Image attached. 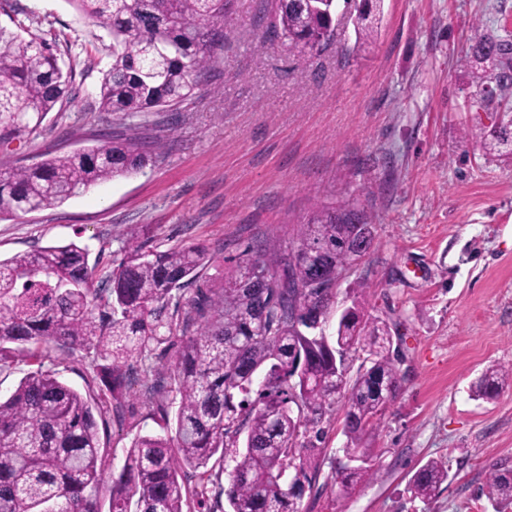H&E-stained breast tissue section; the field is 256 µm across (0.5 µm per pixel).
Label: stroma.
<instances>
[{
	"instance_id": "obj_1",
	"label": "stroma",
	"mask_w": 512,
	"mask_h": 512,
	"mask_svg": "<svg viewBox=\"0 0 512 512\" xmlns=\"http://www.w3.org/2000/svg\"><path fill=\"white\" fill-rule=\"evenodd\" d=\"M374 43L358 46L349 15L333 44L300 51L269 37L263 0H236L220 63L174 112H155L158 144L141 172L0 219V259L47 246L88 247L106 273L121 241L149 228L164 246L195 243L207 276L233 272L246 248L290 250L294 222L352 192L376 220L373 250L336 290L323 326L362 302L404 353L398 396L370 425L376 473L351 492L331 480L346 463L343 412L322 420L319 468L302 512H493L480 489L490 465L512 460V383L472 395L491 365L512 366V157L488 159L468 129L500 116L461 59L483 34L512 30V0H383ZM0 28L55 44L72 91L32 135L0 143V167L92 148L130 121L101 111L111 58L107 30L67 0H0ZM132 386L137 429L99 424L121 469L136 431L156 432ZM449 465L439 497H412L429 459Z\"/></svg>"
}]
</instances>
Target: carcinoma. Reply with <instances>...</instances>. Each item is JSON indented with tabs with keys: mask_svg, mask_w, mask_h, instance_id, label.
<instances>
[{
	"mask_svg": "<svg viewBox=\"0 0 512 512\" xmlns=\"http://www.w3.org/2000/svg\"><path fill=\"white\" fill-rule=\"evenodd\" d=\"M112 35V61L99 86V107L125 117L175 110L218 65L224 46L227 0H68ZM270 30L303 52L327 49L336 22V3L268 0ZM382 0H363L356 11L357 43L375 32ZM512 63V35L489 33L464 55L482 85L499 82L500 97L512 86L502 71ZM71 92L54 46L26 40L0 28V142L35 132ZM492 156L511 146L507 126L471 130ZM154 137L141 127L114 134L92 149L59 154L31 167L0 170V218L62 203L119 176L140 172L152 160ZM374 216L348 197L312 212L295 233L301 253L320 252L324 274L356 266L353 225ZM121 262L97 276L89 250L70 243L42 247L0 260V375L17 370L15 346H26L28 364L15 390L0 398V512H300L294 480L317 479L324 416L336 402L345 406L343 452L359 462L336 479L353 490L376 473L373 449L363 445L366 427L397 395L402 375L398 351L385 323L353 305L342 315L334 343L306 338L293 319H326L336 289L298 293L288 283H307L306 261L255 250L229 276L201 283L206 252L195 245L160 249L147 229L122 242ZM261 262L265 284L250 279ZM100 286H94L95 282ZM193 295L185 296L187 287ZM176 347L175 361L161 374L150 363L156 352ZM81 352L91 373L86 393L60 380L55 366ZM365 355L356 375L338 378L336 354ZM303 359L307 381L291 366ZM52 367H45V362ZM512 379V368H488L471 386L491 399ZM142 388L147 414L162 422L161 434H136L124 465L112 474L102 497L109 463L101 448L97 418L127 421L133 383ZM298 398L301 407L289 408ZM217 458L219 472L202 477L218 487L210 501L207 485L190 489L186 469L198 471ZM227 475L228 485L221 483ZM448 481V464L427 460L410 478L413 497L430 501ZM481 493L512 509V462L489 469Z\"/></svg>",
	"mask_w": 512,
	"mask_h": 512,
	"instance_id": "cac0c4a2",
	"label": "carcinoma"
}]
</instances>
